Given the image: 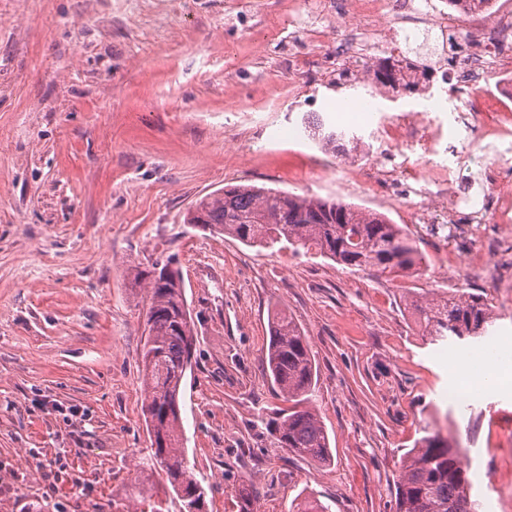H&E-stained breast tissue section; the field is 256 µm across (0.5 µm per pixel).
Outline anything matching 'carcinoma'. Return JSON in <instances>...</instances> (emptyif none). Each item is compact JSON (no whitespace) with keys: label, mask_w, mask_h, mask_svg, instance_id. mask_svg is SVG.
I'll return each instance as SVG.
<instances>
[{"label":"carcinoma","mask_w":512,"mask_h":512,"mask_svg":"<svg viewBox=\"0 0 512 512\" xmlns=\"http://www.w3.org/2000/svg\"><path fill=\"white\" fill-rule=\"evenodd\" d=\"M374 83L394 92L415 91L420 82L404 78L402 67L386 58L374 70ZM321 149L333 154L357 148L362 137L324 120L310 124ZM184 223L232 237L249 247L267 248L286 242L315 247L320 255L344 269L373 270L380 275L418 271L424 254L414 240L383 214L339 199L311 198L255 185H235L208 194L195 203V214ZM134 284L147 290L145 341L141 354L144 399L141 415L151 454L146 466L164 475L180 501V512H204L208 492L196 477L184 446L181 403L186 374L192 366L194 321L184 286L168 256L150 267L130 269ZM410 305L436 341L454 337L474 340L491 333L494 317L484 293L435 294L426 298L410 288ZM266 372L271 385L292 403L272 419L271 442L294 455L330 461V437L311 406L316 366L307 337L295 320L280 311L271 323ZM468 470L459 449L438 434L415 442L400 463L395 487V512H469L472 501ZM256 491L238 493L239 512H255Z\"/></svg>","instance_id":"carcinoma-1"}]
</instances>
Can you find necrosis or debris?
<instances>
[{"mask_svg":"<svg viewBox=\"0 0 512 512\" xmlns=\"http://www.w3.org/2000/svg\"><path fill=\"white\" fill-rule=\"evenodd\" d=\"M433 30L453 37L460 50L454 65L464 105L450 114L447 130L467 137L464 150L440 157L445 130L432 126L430 115L447 112L448 103L428 94L415 110L376 126V141L397 156V163H374L356 176L367 187L408 180L403 202L418 224H444L454 212L474 208L471 197L449 194V185L485 152L489 140L512 133L507 124L487 126L482 119L486 112H512V0H496L491 13L482 7L463 15L449 13L446 0H411L403 13L394 0H350L338 36L354 60L355 73L365 74L371 50L396 52Z\"/></svg>","mask_w":512,"mask_h":512,"instance_id":"4bbe7bcc","label":"necrosis or debris"}]
</instances>
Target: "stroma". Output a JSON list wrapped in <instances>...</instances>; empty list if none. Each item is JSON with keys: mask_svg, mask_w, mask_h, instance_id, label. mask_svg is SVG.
Listing matches in <instances>:
<instances>
[{"mask_svg": "<svg viewBox=\"0 0 512 512\" xmlns=\"http://www.w3.org/2000/svg\"><path fill=\"white\" fill-rule=\"evenodd\" d=\"M298 0H0V512H179L143 470L140 352L146 290L129 267L174 256L195 323L185 379V448L209 512H289L307 496L330 512H395L400 460L425 433L460 448L477 512H512V361L459 399L477 344H430L405 291L477 290L497 321L489 346L512 349V223L410 224L385 189L337 180L314 141L273 142L265 121L298 127L318 112L354 130L356 165L380 153L378 118L421 93L364 89L314 66L335 54L346 0H322L317 39L294 34ZM304 58L312 71L288 67ZM339 198L405 227L427 270L391 279L351 272L316 249L248 247L183 223L228 185ZM497 258L491 275L432 277L444 254ZM308 339L313 406L333 460L270 442L283 400L265 354L277 311Z\"/></svg>", "mask_w": 512, "mask_h": 512, "instance_id": "35a3bbf8", "label": "stroma"}]
</instances>
